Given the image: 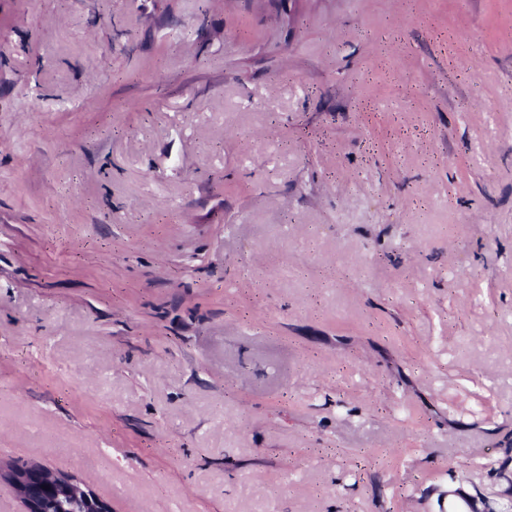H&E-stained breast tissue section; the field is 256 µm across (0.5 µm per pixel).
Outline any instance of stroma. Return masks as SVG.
Masks as SVG:
<instances>
[{
    "label": "stroma",
    "instance_id": "obj_1",
    "mask_svg": "<svg viewBox=\"0 0 512 512\" xmlns=\"http://www.w3.org/2000/svg\"><path fill=\"white\" fill-rule=\"evenodd\" d=\"M1 460L503 512L512 0H0Z\"/></svg>",
    "mask_w": 512,
    "mask_h": 512
}]
</instances>
